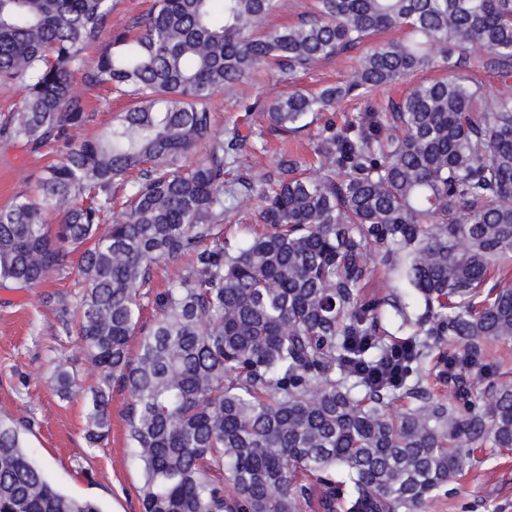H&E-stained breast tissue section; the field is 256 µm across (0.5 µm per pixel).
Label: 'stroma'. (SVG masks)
<instances>
[{"instance_id": "obj_1", "label": "stroma", "mask_w": 512, "mask_h": 512, "mask_svg": "<svg viewBox=\"0 0 512 512\" xmlns=\"http://www.w3.org/2000/svg\"><path fill=\"white\" fill-rule=\"evenodd\" d=\"M358 57L354 50L290 78L272 67H262L239 89L215 96L212 109L217 130L236 125L261 134L265 148L261 161L267 167L284 150L310 157L318 123L284 136L271 128L265 107L278 94L296 89L317 92L342 81ZM74 88L93 114L82 132L87 140L99 138L114 115L131 105L130 99L79 77ZM58 157L55 145L33 154L21 144L0 140V208L16 194L32 191L45 165ZM77 275L72 265L39 288L0 283V416L25 423L27 452L62 492L93 500L102 512H140L142 472L128 442L124 393L112 394V428L104 446L89 447L84 438L96 373L80 353V338L62 325L64 318L75 314L82 294ZM60 359L72 363L79 380L68 401L51 383ZM475 458L474 466L443 498L439 512H512V451L488 447L476 451Z\"/></svg>"}]
</instances>
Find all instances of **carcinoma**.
<instances>
[{
	"label": "carcinoma",
	"mask_w": 512,
	"mask_h": 512,
	"mask_svg": "<svg viewBox=\"0 0 512 512\" xmlns=\"http://www.w3.org/2000/svg\"><path fill=\"white\" fill-rule=\"evenodd\" d=\"M286 11L156 0L138 35L112 34L89 63L112 0H0V86L25 92L0 139L67 148L39 198L0 209V281L34 288L81 252L78 332L99 375L86 439L104 443L112 390L126 392L141 512H428L473 449H512V378L476 394L465 378L512 339V281L494 275L512 262V0H316L270 28ZM396 27L407 39L367 48L346 81L268 104L275 129L419 69L448 76L326 121L315 164L284 152L257 178L225 179L257 143L213 132L217 94ZM472 44L501 78L494 95L464 74ZM77 71L134 100L95 141H77L92 118ZM255 200L263 232L224 241L225 216ZM184 256L140 324L153 266ZM398 346L405 363L377 378ZM51 381L72 391L68 361ZM0 512L101 509L50 483L21 423L1 417Z\"/></svg>",
	"instance_id": "carcinoma-1"
}]
</instances>
